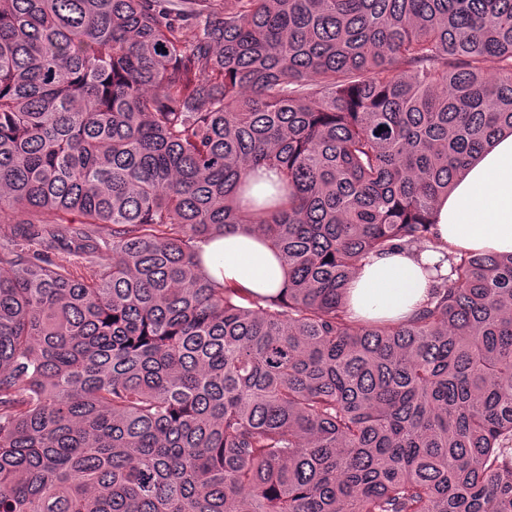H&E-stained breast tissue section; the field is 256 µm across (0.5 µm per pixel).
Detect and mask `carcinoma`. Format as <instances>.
Here are the masks:
<instances>
[{"instance_id": "1", "label": "carcinoma", "mask_w": 512, "mask_h": 512, "mask_svg": "<svg viewBox=\"0 0 512 512\" xmlns=\"http://www.w3.org/2000/svg\"><path fill=\"white\" fill-rule=\"evenodd\" d=\"M503 131L512 0H0V512H512V253L346 299ZM278 175L273 170L265 168L258 170V175L253 179L251 194L262 200L275 193ZM200 246L208 273L227 285L260 295L276 294L285 286L286 271L258 232L229 231Z\"/></svg>"}]
</instances>
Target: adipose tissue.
<instances>
[{"label":"adipose tissue","instance_id":"1","mask_svg":"<svg viewBox=\"0 0 512 512\" xmlns=\"http://www.w3.org/2000/svg\"><path fill=\"white\" fill-rule=\"evenodd\" d=\"M437 248L402 249L371 256L353 273L347 299L354 318H411L421 308L436 275H448L446 248L479 253L512 252V134L480 152L441 199L433 227ZM209 274L251 293L284 288L287 274L257 232L225 233L201 245Z\"/></svg>","mask_w":512,"mask_h":512}]
</instances>
